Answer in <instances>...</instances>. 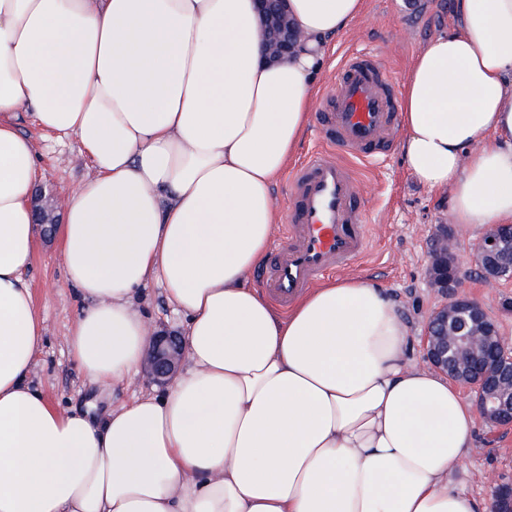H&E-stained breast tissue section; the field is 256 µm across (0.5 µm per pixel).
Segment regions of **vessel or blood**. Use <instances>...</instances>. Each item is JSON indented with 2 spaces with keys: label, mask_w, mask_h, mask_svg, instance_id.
Returning <instances> with one entry per match:
<instances>
[{
  "label": "vessel or blood",
  "mask_w": 512,
  "mask_h": 512,
  "mask_svg": "<svg viewBox=\"0 0 512 512\" xmlns=\"http://www.w3.org/2000/svg\"><path fill=\"white\" fill-rule=\"evenodd\" d=\"M397 115V94L377 55H347L319 114L320 131L332 149L314 153L292 173L288 224L259 275L262 289L279 307H288L323 272L366 252L370 226L354 165L385 161Z\"/></svg>",
  "instance_id": "vessel-or-blood-1"
}]
</instances>
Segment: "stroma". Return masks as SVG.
I'll use <instances>...</instances> for the list:
<instances>
[{
    "label": "stroma",
    "instance_id": "35a3bbf8",
    "mask_svg": "<svg viewBox=\"0 0 512 512\" xmlns=\"http://www.w3.org/2000/svg\"><path fill=\"white\" fill-rule=\"evenodd\" d=\"M457 24L455 0H363L361 15L337 36L333 51L314 74L317 103H324L333 90L336 71L348 52L374 48L399 87L425 43L454 31ZM19 131L35 145L39 183L45 189L67 191L93 176L94 168L76 138L60 139L28 122ZM358 173L367 192L366 220L375 235L369 252L351 261L343 273L376 283L394 301L408 329V359L421 361L428 319L447 301L445 295L430 288L426 277L432 240L443 229L455 239L465 293L486 307L505 342L512 345V279L492 286L473 272L474 249L486 233V225L453 223L447 192L418 183L408 172L400 149H393L380 168L362 166ZM27 280L45 326L44 343L29 381L53 404L100 419L133 397L155 389V382L142 372L110 386L91 383L72 361L66 336L81 301L67 280L55 239H38ZM140 306L157 329L183 332L182 319L168 305L158 282L148 284ZM493 472L512 483V429L478 421L464 463L455 469L453 478L467 493L487 502L492 491L485 478Z\"/></svg>",
    "mask_w": 512,
    "mask_h": 512
}]
</instances>
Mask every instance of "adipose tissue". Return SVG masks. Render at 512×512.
<instances>
[{"label": "adipose tissue", "instance_id": "adipose-tissue-1", "mask_svg": "<svg viewBox=\"0 0 512 512\" xmlns=\"http://www.w3.org/2000/svg\"><path fill=\"white\" fill-rule=\"evenodd\" d=\"M303 38L266 58L254 0H0V512H487L451 471L475 407L403 361L385 290L328 280L280 312L248 283L273 188L315 108L313 75L363 0H287ZM401 98L409 172L457 224L512 223V0H456ZM95 168L60 227L82 301L67 344L93 382L150 342L159 281L190 366L96 422L28 373L44 338L25 273L38 168L21 108Z\"/></svg>", "mask_w": 512, "mask_h": 512}]
</instances>
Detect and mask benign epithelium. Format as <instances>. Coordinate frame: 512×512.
<instances>
[{
    "label": "benign epithelium",
    "instance_id": "obj_1",
    "mask_svg": "<svg viewBox=\"0 0 512 512\" xmlns=\"http://www.w3.org/2000/svg\"><path fill=\"white\" fill-rule=\"evenodd\" d=\"M257 10L267 25L264 38L272 60L284 58L297 46L300 32L288 23L282 0H258ZM512 246V224H493L481 238L474 252L480 278L493 282L511 277L512 263L505 266L502 256ZM457 268L455 241L448 235L435 240L431 271L434 285L448 295V302L430 318L423 337V361L448 373V362L469 357L464 380H450L472 395L479 416L498 427H512V373L504 365H512V347L500 336L495 321L484 305L462 292V280L448 274ZM183 342L177 336L160 333L152 337L144 363L158 383L169 382L178 370ZM494 487L491 512H512V485L500 483L495 475L487 477Z\"/></svg>",
    "mask_w": 512,
    "mask_h": 512
}]
</instances>
